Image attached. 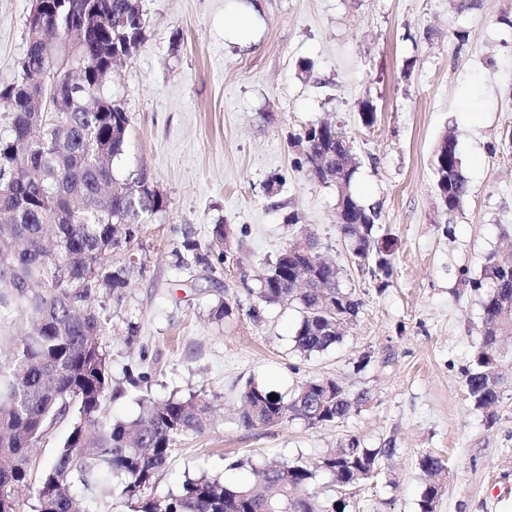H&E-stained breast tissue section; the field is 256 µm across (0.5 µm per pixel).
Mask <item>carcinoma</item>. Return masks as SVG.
I'll list each match as a JSON object with an SVG mask.
<instances>
[{"label": "carcinoma", "instance_id": "1", "mask_svg": "<svg viewBox=\"0 0 512 512\" xmlns=\"http://www.w3.org/2000/svg\"><path fill=\"white\" fill-rule=\"evenodd\" d=\"M43 15L26 20L27 50L16 78L0 84V512H111L96 495L104 480L133 512H361L352 489L373 481L392 449L368 448L347 438L314 466L301 459L250 465L252 480L227 485L204 473L186 478L163 497L148 494L178 440L203 433L212 405L194 393L155 401L143 395L130 420L106 415L112 398L105 326L89 305L93 287L119 293L130 268L106 258L131 247L148 216L167 200L142 175L126 183V195L99 194L114 182L113 161L123 154L129 116L103 93L112 66L132 57L144 38L140 0H46ZM90 7L91 30L80 44L66 36L74 18ZM336 126L321 122L296 141L309 151L295 164L312 180L327 184L343 174L351 188L359 161L335 138ZM436 181L445 183L446 210H457L468 185L454 133L446 132L434 151ZM344 221L336 233L357 270L391 275L397 240L378 235L380 207L353 193L345 198ZM203 246L191 235L171 251L175 263L190 254L209 269L225 263L226 225L211 228ZM312 272L311 287L296 285L298 270ZM482 291L480 336L464 372L474 410L497 419V408L512 390L501 372L512 367V351L488 357L489 347L512 336V252H492L480 276L469 281ZM268 305L295 306L301 319L292 338L303 357L340 344L358 321L363 302L341 284V270L314 234L301 229L292 243L267 262L255 289ZM274 399H269V395ZM241 425L259 429L286 420L314 428L343 423L362 410L365 394L351 396L329 378H309L286 395L246 382L240 392ZM66 437L53 459L37 471L29 452L61 421ZM422 490L417 512H436L448 472L445 459L425 452L417 459ZM329 477L336 496L321 500L307 492L319 474Z\"/></svg>", "mask_w": 512, "mask_h": 512}]
</instances>
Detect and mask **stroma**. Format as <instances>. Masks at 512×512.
<instances>
[{"instance_id": "stroma-1", "label": "stroma", "mask_w": 512, "mask_h": 512, "mask_svg": "<svg viewBox=\"0 0 512 512\" xmlns=\"http://www.w3.org/2000/svg\"><path fill=\"white\" fill-rule=\"evenodd\" d=\"M253 2L257 30L243 49L224 36L240 0H141L144 40L104 86L130 119L116 182L147 175L168 201L130 252L112 257L131 265L129 288L93 301L118 389L110 414L136 416L143 393L213 401L211 426L180 441L156 474L157 497L202 472L247 482L249 468L229 466L239 458L315 461L354 435L393 450L375 482L354 491L366 512H416L425 451L448 460L437 512H512V494L496 493L512 485V399L490 424L463 384L481 325L482 298L469 281L489 253L512 244V0ZM31 4L0 0V83L18 74ZM367 102L378 115L370 129L359 121ZM325 120L353 143L354 194L381 202L378 231L398 240L388 283L354 270L336 234L335 186L293 166L291 135ZM451 126L469 187L452 213L433 170ZM278 175L285 184L268 192ZM293 213L363 302L344 341L308 358L292 350L296 309L247 314L266 261L295 237ZM218 222L231 232L227 262L211 271L176 265L171 250L183 235L207 243ZM221 300L233 312L217 321L211 310ZM131 374L145 375L140 389ZM311 377L368 401L348 421L314 429L299 420L239 424L246 381L284 394Z\"/></svg>"}]
</instances>
